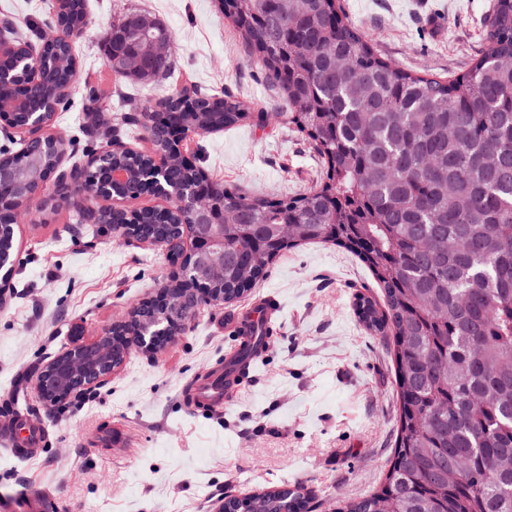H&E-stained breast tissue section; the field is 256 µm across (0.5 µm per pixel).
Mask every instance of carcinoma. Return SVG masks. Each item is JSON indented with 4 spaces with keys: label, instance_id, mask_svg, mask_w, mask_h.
I'll list each match as a JSON object with an SVG mask.
<instances>
[{
    "label": "carcinoma",
    "instance_id": "obj_1",
    "mask_svg": "<svg viewBox=\"0 0 512 512\" xmlns=\"http://www.w3.org/2000/svg\"><path fill=\"white\" fill-rule=\"evenodd\" d=\"M246 46L261 57L268 80L295 112L328 163V182L301 197L276 202L203 183L185 166L155 122V105L140 119L171 157L166 183L174 193L206 191L224 206V282L210 288L230 303L252 288L269 261L263 251L332 242L356 252L373 271L383 308L355 299L365 326L393 336L400 401L396 448L385 482L338 512H512V472L498 469L512 456V0H497L486 22L485 49L450 83L414 76L377 58L367 37L337 12L335 0H221ZM71 36L85 26L84 0L66 5ZM42 77L71 85V44L44 47ZM172 51L150 59L140 82L167 74ZM27 83L24 64L0 86V102ZM34 91L15 112H44ZM168 121L206 132L247 117L229 96L202 95L187 107L176 101ZM22 157L55 165L54 149L32 140ZM126 180L115 191L143 192L147 158L112 157ZM141 223L121 214L100 221L158 243L175 239L189 211L143 210ZM294 220L288 243L273 248L267 235ZM198 282L171 285L178 303L146 307L112 337V361L123 359L129 338L144 325L165 342L184 329L199 305ZM448 361V379L437 366ZM308 494L286 485L239 498L224 497V512H309Z\"/></svg>",
    "mask_w": 512,
    "mask_h": 512
}]
</instances>
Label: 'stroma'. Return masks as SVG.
I'll return each instance as SVG.
<instances>
[{
    "label": "stroma",
    "instance_id": "stroma-1",
    "mask_svg": "<svg viewBox=\"0 0 512 512\" xmlns=\"http://www.w3.org/2000/svg\"><path fill=\"white\" fill-rule=\"evenodd\" d=\"M393 67L424 77L465 74L484 48L495 0H336ZM88 25L74 38L78 62L66 110L50 132L70 139L60 168L85 166L111 142L142 152L144 130L125 126L131 104L188 88L221 91L246 121L191 138L186 148L208 178L268 200L292 199L327 180L328 167L288 119V103L249 53L218 0H85ZM129 13L173 35V74L150 84L112 72L100 39ZM55 0H0V22L49 27ZM74 209L32 206L14 227L12 272L0 291V420L38 423L37 454L0 448V493L23 501L53 494L49 512H215L227 495L288 484L305 488L312 512L378 489L394 454L400 415L392 339L360 322L355 296L372 275L343 247L307 244L275 258L230 304L200 307L158 356L131 350L96 390L63 405L35 393L41 367L96 340L113 321L169 285L167 251L126 241L104 224H77ZM279 302L274 334L253 372L227 395L222 415L193 412L192 381L223 368L241 342L233 316L261 298ZM124 425L112 446L94 433Z\"/></svg>",
    "mask_w": 512,
    "mask_h": 512
}]
</instances>
